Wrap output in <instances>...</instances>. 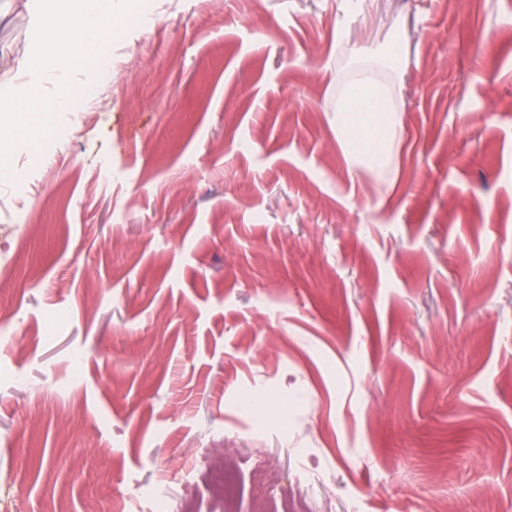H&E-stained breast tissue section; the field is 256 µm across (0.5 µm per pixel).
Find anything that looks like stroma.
<instances>
[{"label": "stroma", "instance_id": "stroma-1", "mask_svg": "<svg viewBox=\"0 0 512 512\" xmlns=\"http://www.w3.org/2000/svg\"><path fill=\"white\" fill-rule=\"evenodd\" d=\"M152 4L0 163V512H224L227 458L234 512H512V0ZM34 49L0 0V81ZM361 67L380 175L336 139ZM384 118L379 137L373 142L353 135V128L360 130L366 124V119H373L378 108ZM336 137L350 159L367 166L369 171L377 174L388 166L390 148L387 144L392 137L397 124L398 112L388 96V92L373 81L366 72L347 82L336 98ZM379 113V114H380ZM377 142V143H376Z\"/></svg>", "mask_w": 512, "mask_h": 512}]
</instances>
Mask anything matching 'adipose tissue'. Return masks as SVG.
<instances>
[{"instance_id": "adipose-tissue-1", "label": "adipose tissue", "mask_w": 512, "mask_h": 512, "mask_svg": "<svg viewBox=\"0 0 512 512\" xmlns=\"http://www.w3.org/2000/svg\"><path fill=\"white\" fill-rule=\"evenodd\" d=\"M90 9L62 0H31L37 41L33 67L41 76L66 73L72 66V44L98 27L103 16L120 14V0H94ZM336 137L350 159L379 173L389 163L388 141L397 124L396 108L387 91L367 73L347 82L336 99Z\"/></svg>"}]
</instances>
